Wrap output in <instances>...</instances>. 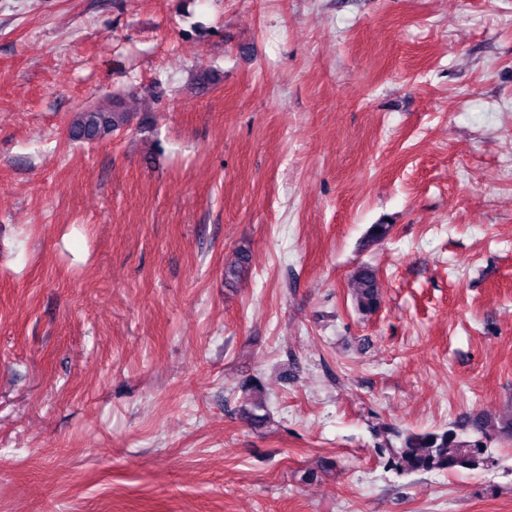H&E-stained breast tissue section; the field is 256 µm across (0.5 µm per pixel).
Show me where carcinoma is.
<instances>
[{"mask_svg":"<svg viewBox=\"0 0 512 512\" xmlns=\"http://www.w3.org/2000/svg\"><path fill=\"white\" fill-rule=\"evenodd\" d=\"M125 122V113L118 107L110 111L87 110L77 113L71 134L80 139L95 140L117 130ZM352 281L357 310L365 315L376 312L381 305L376 271L362 265L354 272ZM378 436L381 442L375 448L377 456L385 468L400 476L476 471L496 463L488 445L489 426L477 416L453 428L403 432L388 427L379 431Z\"/></svg>","mask_w":512,"mask_h":512,"instance_id":"carcinoma-1","label":"carcinoma"}]
</instances>
